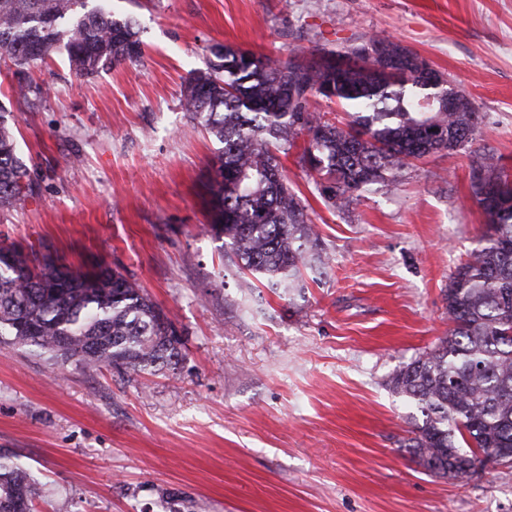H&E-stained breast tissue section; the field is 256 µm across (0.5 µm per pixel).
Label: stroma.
I'll return each mask as SVG.
<instances>
[{"mask_svg": "<svg viewBox=\"0 0 512 512\" xmlns=\"http://www.w3.org/2000/svg\"><path fill=\"white\" fill-rule=\"evenodd\" d=\"M140 61L77 77L65 54L18 100L34 196L0 245L134 279L182 331L157 375L88 370L0 344V452L41 488L34 512H512V468L465 480L408 449L417 408L389 377L448 333L444 291L485 216L470 163L512 169V0H110ZM391 37L472 100L465 149L328 208L296 154L282 163L325 261L303 294L271 291L205 229L216 145L179 105L220 43L274 58Z\"/></svg>", "mask_w": 512, "mask_h": 512, "instance_id": "35a3bbf8", "label": "stroma"}]
</instances>
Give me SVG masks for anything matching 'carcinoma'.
<instances>
[{
  "label": "carcinoma",
  "mask_w": 512,
  "mask_h": 512,
  "mask_svg": "<svg viewBox=\"0 0 512 512\" xmlns=\"http://www.w3.org/2000/svg\"><path fill=\"white\" fill-rule=\"evenodd\" d=\"M371 43L390 72L364 56H347L338 69L334 50L282 60L213 45L212 58L181 89V110L220 144L208 232L269 288L302 292V269L323 264L309 250L318 234L279 154L297 150L326 205L342 209L374 185H396L423 158L415 153L421 144L453 152L474 139L479 115L465 93L451 112L435 106L440 91L418 74L416 53L385 39ZM60 48L79 77L143 55L132 18L89 9L87 0H0V54L14 67L15 95L42 92L30 68ZM319 98L343 107L345 126L324 119L314 107ZM470 169L492 197L482 206L487 231L445 291L451 328L387 382L421 412L411 453L453 479L487 463H512V173L491 152L477 154ZM32 194L15 124L0 111V214ZM2 342L61 368L73 360L151 374L175 370L185 357L173 320L137 282L108 266L73 269L48 256L36 263L18 245L0 247ZM38 496L16 459L0 454V512H32Z\"/></svg>",
  "instance_id": "obj_1"
}]
</instances>
